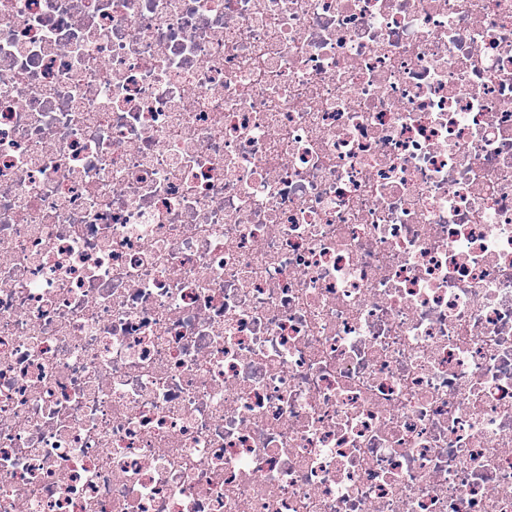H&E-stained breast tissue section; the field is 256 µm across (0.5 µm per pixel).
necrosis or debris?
Wrapping results in <instances>:
<instances>
[{"label":"necrosis or debris","instance_id":"4bbe7bcc","mask_svg":"<svg viewBox=\"0 0 512 512\" xmlns=\"http://www.w3.org/2000/svg\"><path fill=\"white\" fill-rule=\"evenodd\" d=\"M0 512H512V0H0Z\"/></svg>","mask_w":512,"mask_h":512}]
</instances>
